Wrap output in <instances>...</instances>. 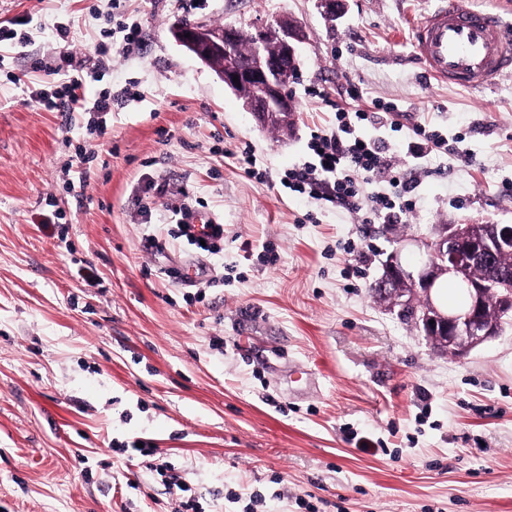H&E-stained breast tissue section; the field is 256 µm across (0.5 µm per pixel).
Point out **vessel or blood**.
Segmentation results:
<instances>
[{
  "label": "vessel or blood",
  "mask_w": 512,
  "mask_h": 512,
  "mask_svg": "<svg viewBox=\"0 0 512 512\" xmlns=\"http://www.w3.org/2000/svg\"><path fill=\"white\" fill-rule=\"evenodd\" d=\"M415 49L428 74L453 86L481 91L512 73V30L472 0H440L414 26Z\"/></svg>",
  "instance_id": "1"
}]
</instances>
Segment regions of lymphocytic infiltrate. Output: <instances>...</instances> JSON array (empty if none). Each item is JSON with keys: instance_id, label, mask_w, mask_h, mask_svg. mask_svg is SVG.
<instances>
[{"instance_id": "1", "label": "lymphocytic infiltrate", "mask_w": 512, "mask_h": 512, "mask_svg": "<svg viewBox=\"0 0 512 512\" xmlns=\"http://www.w3.org/2000/svg\"><path fill=\"white\" fill-rule=\"evenodd\" d=\"M107 23L103 36L119 41L126 53L139 49L143 28L127 0H112ZM111 65V57L101 46L95 56L77 59L69 55L58 66L36 61L21 88L41 108L78 114L86 118L88 130L100 132L105 116L112 110V97L105 93L88 98L86 85L88 79ZM348 95V102L332 104L335 129L312 131L307 159L289 169L281 183L292 192L360 214L366 224L402 223L416 206L417 174L426 171L431 158L444 154L467 162L471 156L438 129L420 124L407 144L404 163H397L379 139L361 132L366 125L381 124L383 114L394 111V104L364 102L361 89L354 85ZM379 176L385 180V190L371 191L373 180Z\"/></svg>"}]
</instances>
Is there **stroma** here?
<instances>
[{"instance_id": "35a3bbf8", "label": "stroma", "mask_w": 512, "mask_h": 512, "mask_svg": "<svg viewBox=\"0 0 512 512\" xmlns=\"http://www.w3.org/2000/svg\"><path fill=\"white\" fill-rule=\"evenodd\" d=\"M129 5L145 41L90 84L129 91L93 134L11 78L93 54L105 0H0V22L26 16L32 36L0 63V512H173L164 462L202 512H242L253 493L260 512H301L299 497L319 512H512V322L459 360L370 292L401 240L512 224V74L483 92L430 77L411 29L438 0H346L336 17L320 0ZM282 14L308 33L289 138L170 33ZM352 85L398 106L391 156L418 123L472 155L434 157L404 223L365 224L281 184L311 130L335 127L325 98ZM78 145L93 157L70 189ZM247 146L256 179L234 159ZM150 178L165 197L147 198ZM171 200L223 224L215 253L173 238ZM189 266L185 286L173 273ZM136 442L149 455L124 459Z\"/></svg>"}]
</instances>
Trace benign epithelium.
<instances>
[{"label": "benign epithelium", "mask_w": 512, "mask_h": 512, "mask_svg": "<svg viewBox=\"0 0 512 512\" xmlns=\"http://www.w3.org/2000/svg\"><path fill=\"white\" fill-rule=\"evenodd\" d=\"M244 32L253 46L246 59L237 49ZM171 35L179 46L213 67L230 90L251 88L242 98L243 107L258 125L267 128L295 112L290 87L299 70L298 46L308 34L294 17L281 15L247 31L233 24L178 23ZM412 242L422 254V262L411 268L402 264L398 252L391 253L373 283L380 304L398 309L442 355L463 358L498 336L504 323L512 319V274L476 278L472 271L490 265L500 254H512V225L490 224L481 231L477 224H441L435 238L417 237ZM448 278L465 285V309L446 310L438 304L434 287ZM491 296L497 307L493 319L485 314Z\"/></svg>", "instance_id": "benign-epithelium-1"}]
</instances>
